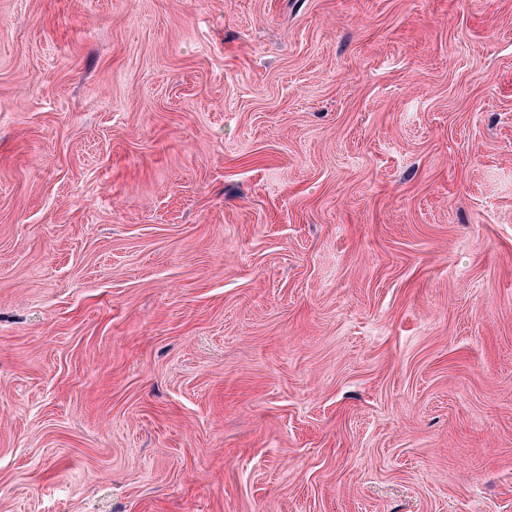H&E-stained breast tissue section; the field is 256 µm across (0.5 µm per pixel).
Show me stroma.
Returning <instances> with one entry per match:
<instances>
[{
    "label": "stroma",
    "mask_w": 512,
    "mask_h": 512,
    "mask_svg": "<svg viewBox=\"0 0 512 512\" xmlns=\"http://www.w3.org/2000/svg\"><path fill=\"white\" fill-rule=\"evenodd\" d=\"M0 512H512V0H0Z\"/></svg>",
    "instance_id": "stroma-1"
}]
</instances>
